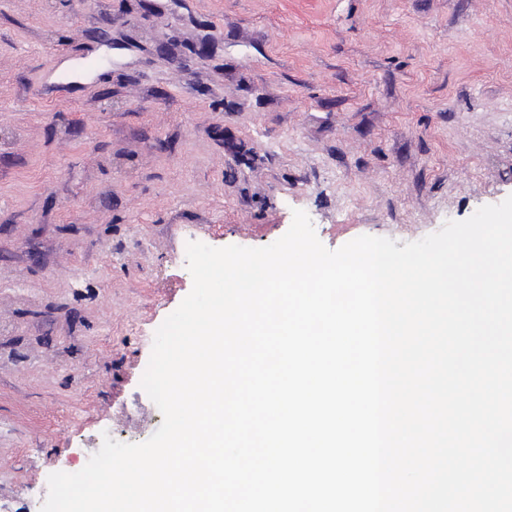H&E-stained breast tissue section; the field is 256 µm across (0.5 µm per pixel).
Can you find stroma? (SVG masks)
I'll return each instance as SVG.
<instances>
[{"label": "stroma", "mask_w": 512, "mask_h": 512, "mask_svg": "<svg viewBox=\"0 0 512 512\" xmlns=\"http://www.w3.org/2000/svg\"><path fill=\"white\" fill-rule=\"evenodd\" d=\"M511 195L512 0H0V512L158 429L188 242L297 209L413 242Z\"/></svg>", "instance_id": "35a3bbf8"}]
</instances>
